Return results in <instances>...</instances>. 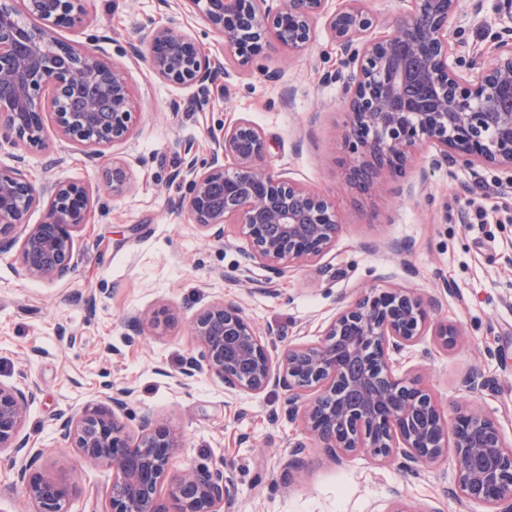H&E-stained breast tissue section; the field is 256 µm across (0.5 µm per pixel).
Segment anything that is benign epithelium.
<instances>
[{
  "mask_svg": "<svg viewBox=\"0 0 512 512\" xmlns=\"http://www.w3.org/2000/svg\"><path fill=\"white\" fill-rule=\"evenodd\" d=\"M407 8L380 24L367 0H159L169 10L201 16L219 45L233 56L226 67L196 39L174 25L152 28L129 57L144 60L159 80L201 89L231 79L272 46L303 53L322 20L340 49L342 82L349 101L340 165L348 187L366 195L380 190L382 173L405 174L416 151L430 146L436 162L508 174L512 191V31L488 51L489 61L464 75L450 20L461 0H402ZM88 0H0V140L14 147L47 145L46 114L59 138L93 161L101 148L126 140L133 127L134 95L119 64L97 43L64 44L60 27L85 28ZM266 141L249 119L238 117L213 138L202 165L186 161L190 193L179 206L214 242L231 245L233 225L248 241L244 270L259 265L284 276L296 264L322 257L333 245L339 219L327 198L269 170ZM127 172L112 161L107 184L120 192ZM34 207L37 224L28 223ZM91 199L80 182L35 180L18 167L0 168V253L16 250L23 273L58 281L75 268ZM439 300L403 288L368 289L344 306L313 343L294 342L272 357L243 309L215 300L197 317L193 336L199 371L219 378L232 394H260L271 386L288 391V419L341 463L363 454L383 463L401 453L408 467L448 455L453 439L455 495L487 512H512V448L498 421L468 404L447 415L419 379L394 373L395 357L430 332L448 349L461 330L434 318ZM133 393L112 388V412L86 409L60 414L57 433L68 448L112 473L106 497L89 512H227L235 500L224 465L170 476L184 447L182 433L163 419L142 416L137 437L120 420ZM34 389L0 383V455L18 466L25 497L36 512H72L83 491L69 478L66 457L52 474L32 470L37 454L22 436ZM303 442L282 462L288 479L302 467ZM167 496H162L164 483Z\"/></svg>",
  "mask_w": 512,
  "mask_h": 512,
  "instance_id": "7a95c632",
  "label": "benign epithelium"
}]
</instances>
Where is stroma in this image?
Segmentation results:
<instances>
[{"mask_svg": "<svg viewBox=\"0 0 512 512\" xmlns=\"http://www.w3.org/2000/svg\"><path fill=\"white\" fill-rule=\"evenodd\" d=\"M471 6L463 0L453 23L466 64L473 49L512 25L500 0H481L476 16ZM88 10L90 27L58 36L68 43L102 36L100 49L123 65L137 108L131 137L106 148L97 163L60 151L54 140L24 155L32 176L83 182L93 200L67 279L27 278L13 253L0 254V382L37 387L23 429L30 448L45 452L35 470L47 472V455H64L85 495L104 493L107 467L64 447L55 422L63 412L109 407L110 384H127L134 389L123 417L128 432L137 434L144 413L161 414L184 434L173 471L224 464L235 483V512H385L397 492L421 512H484L450 494L451 455L417 472L396 458L379 464L362 454L339 466L311 442L304 470L284 484L282 459L301 437L284 414L287 392L232 395L218 378L182 371L199 354L192 323L215 299L237 302L269 333L276 355L288 343L316 341L342 303L365 289L408 288L438 297L439 318L463 336L449 351L423 336L400 358L398 375L423 376L445 412L467 402L495 417L512 446V194L498 191L503 172L439 166L427 148L404 177L388 180L385 194L360 195L346 187L338 165L346 98L332 79L340 56L325 28L302 56L276 49L216 81L200 111L195 87L163 83L125 54L151 26L169 22L218 53L198 17L163 12L157 0H89ZM240 116L263 131L271 170L328 197L338 212L333 247L283 277L259 266L243 274L247 240L233 237L229 248L209 241L178 206L188 189L175 173L186 154L205 161L212 137ZM116 158L129 177L119 193L105 185ZM477 208L486 218L470 223ZM136 312L157 315L154 334L132 327L128 317ZM474 369L491 380L489 390L462 387Z\"/></svg>", "mask_w": 512, "mask_h": 512, "instance_id": "1", "label": "stroma"}]
</instances>
